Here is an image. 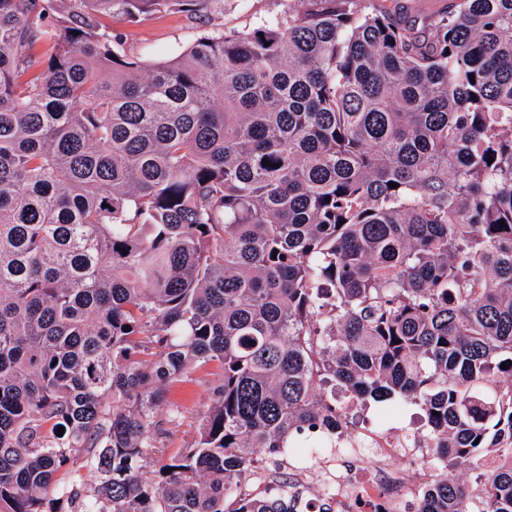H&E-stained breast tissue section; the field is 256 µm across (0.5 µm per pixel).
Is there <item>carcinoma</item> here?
I'll return each instance as SVG.
<instances>
[{"label":"carcinoma","instance_id":"carcinoma-1","mask_svg":"<svg viewBox=\"0 0 512 512\" xmlns=\"http://www.w3.org/2000/svg\"><path fill=\"white\" fill-rule=\"evenodd\" d=\"M74 2L0 0V512L73 504L83 449L77 512H308L233 490L254 449L401 402L444 468L413 512H512V0H291L148 67L98 15L209 0ZM209 364L197 444L145 479ZM455 0H402L403 14L401 17L406 16L405 10L408 9L407 15H419L421 17H428L438 12H441L450 6ZM88 454H82L74 457L70 463L59 471L56 480L60 485L76 489L82 498L91 494L95 483V476L91 472L90 465L87 463Z\"/></svg>","mask_w":512,"mask_h":512}]
</instances>
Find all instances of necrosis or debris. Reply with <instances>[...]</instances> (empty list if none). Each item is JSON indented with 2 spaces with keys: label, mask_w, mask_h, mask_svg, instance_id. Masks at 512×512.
I'll return each instance as SVG.
<instances>
[{
  "label": "necrosis or debris",
  "mask_w": 512,
  "mask_h": 512,
  "mask_svg": "<svg viewBox=\"0 0 512 512\" xmlns=\"http://www.w3.org/2000/svg\"><path fill=\"white\" fill-rule=\"evenodd\" d=\"M367 448L349 440L346 448L354 461V469L342 473L336 468V457L330 448H292V457H309L313 465L296 469L288 484L289 493L307 503H322L327 512H396V502L405 484L401 470L393 468L395 458L409 460L418 473V487H425L439 471L431 451L425 444H407L400 428L365 430Z\"/></svg>",
  "instance_id": "obj_1"
}]
</instances>
